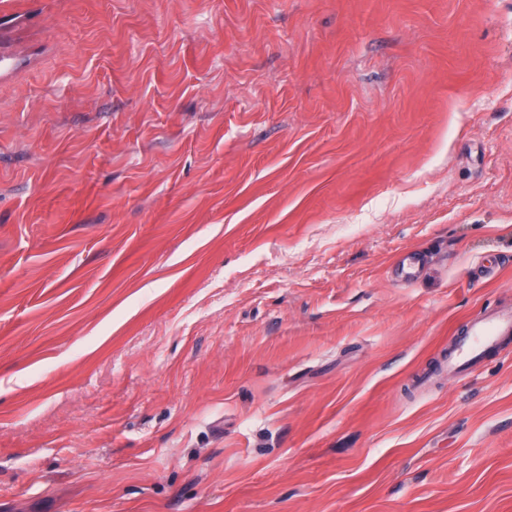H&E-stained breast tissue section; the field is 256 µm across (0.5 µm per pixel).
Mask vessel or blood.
Masks as SVG:
<instances>
[{"label":"vessel or blood","instance_id":"vessel-or-blood-1","mask_svg":"<svg viewBox=\"0 0 512 512\" xmlns=\"http://www.w3.org/2000/svg\"><path fill=\"white\" fill-rule=\"evenodd\" d=\"M512 337V309L489 312L475 319L467 336L460 340L448 357L449 375H459L474 367L488 353L498 350L502 341Z\"/></svg>","mask_w":512,"mask_h":512}]
</instances>
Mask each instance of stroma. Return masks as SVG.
I'll list each match as a JSON object with an SVG mask.
<instances>
[{"label": "stroma", "instance_id": "1", "mask_svg": "<svg viewBox=\"0 0 512 512\" xmlns=\"http://www.w3.org/2000/svg\"><path fill=\"white\" fill-rule=\"evenodd\" d=\"M503 307L512 0H0V512H512ZM467 334L448 356L450 376L474 367L488 353L498 350L502 341L511 337L512 309L492 311L475 319Z\"/></svg>", "mask_w": 512, "mask_h": 512}]
</instances>
